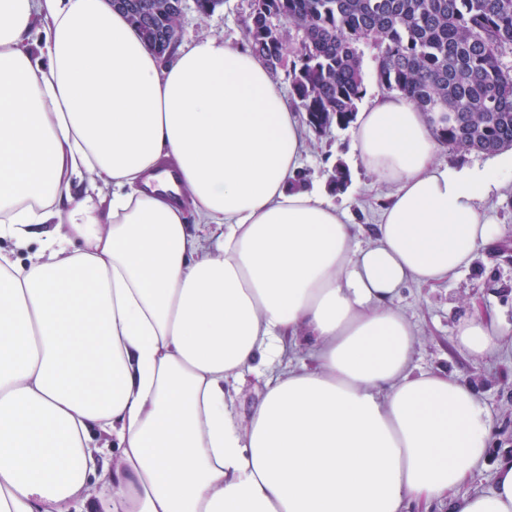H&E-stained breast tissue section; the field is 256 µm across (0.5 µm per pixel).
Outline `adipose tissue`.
I'll return each mask as SVG.
<instances>
[{
  "label": "adipose tissue",
  "mask_w": 512,
  "mask_h": 512,
  "mask_svg": "<svg viewBox=\"0 0 512 512\" xmlns=\"http://www.w3.org/2000/svg\"><path fill=\"white\" fill-rule=\"evenodd\" d=\"M353 138L391 188L364 247L297 187L304 128L251 51L165 65L108 0H0V512H512V459L463 492L487 410L414 371L395 303L492 239V176L438 163L399 93ZM507 334L477 312L454 340L479 362ZM301 338L311 366L283 368ZM257 361L242 422L228 384Z\"/></svg>",
  "instance_id": "1"
}]
</instances>
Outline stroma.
<instances>
[{
    "label": "stroma",
    "mask_w": 512,
    "mask_h": 512,
    "mask_svg": "<svg viewBox=\"0 0 512 512\" xmlns=\"http://www.w3.org/2000/svg\"><path fill=\"white\" fill-rule=\"evenodd\" d=\"M251 0H224L209 16L197 13L193 0H184L180 20V47L203 37L243 43V23ZM307 150L301 167L311 186L326 201L340 206L361 242L374 238L377 213L389 189L357 163L352 149V129L330 127L323 133L306 130ZM437 159L452 169L476 173L494 172L496 180L487 194L482 212L496 230L495 237L479 248L472 262L440 287L415 284L402 288L396 304L414 326L417 336L415 365L424 371H444L471 384L487 408L491 437L474 486L484 488L495 479L501 460L512 458V346H504L482 362L472 361L455 347L453 328L459 318L475 309L491 311L503 325H512V167L502 164L500 154L472 153L458 157L447 146H439ZM350 171L345 193L335 192L328 182L336 163Z\"/></svg>",
    "instance_id": "obj_1"
}]
</instances>
